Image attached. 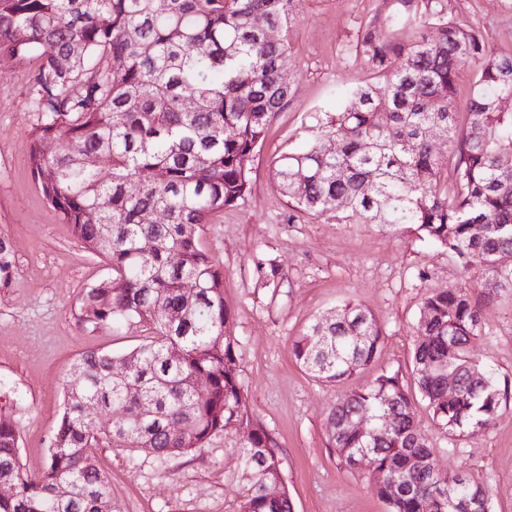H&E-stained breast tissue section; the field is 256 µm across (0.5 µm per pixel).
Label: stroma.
Here are the masks:
<instances>
[{"label": "stroma", "mask_w": 512, "mask_h": 512, "mask_svg": "<svg viewBox=\"0 0 512 512\" xmlns=\"http://www.w3.org/2000/svg\"><path fill=\"white\" fill-rule=\"evenodd\" d=\"M381 7L382 0H304L284 70L293 97L247 163L250 193L215 213L201 235L224 270L248 410L281 450L293 512H387L372 460L350 471L337 456L329 437L332 409L380 373L410 376L425 297L451 285L475 297L485 288L479 271L464 268L420 232L340 224L329 214L292 210L272 177L274 161L308 141L310 114L336 108L353 82L368 79L352 45L360 24ZM452 10L482 32L489 51L512 55V0H452ZM39 66L34 55L0 60V238L13 251L11 279L0 283V390L13 402L21 462L32 473L48 458L63 380L74 362L91 348L131 350L146 336L135 323L92 332L75 317L80 292L106 267L73 239L32 174L30 77ZM261 265L278 269L274 283L259 279ZM348 301L377 318L379 352L345 383L325 384L296 364L292 343L314 317ZM483 322L474 359L512 381V291L485 307ZM415 420L440 471L472 476L488 488L491 512H512V407L474 438L439 429L421 399ZM95 455L121 512H237L239 461L223 435L167 461L129 448H99Z\"/></svg>", "instance_id": "obj_1"}]
</instances>
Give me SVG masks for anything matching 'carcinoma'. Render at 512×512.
<instances>
[{
  "instance_id": "1",
  "label": "carcinoma",
  "mask_w": 512,
  "mask_h": 512,
  "mask_svg": "<svg viewBox=\"0 0 512 512\" xmlns=\"http://www.w3.org/2000/svg\"><path fill=\"white\" fill-rule=\"evenodd\" d=\"M302 2L167 0L160 11L156 0H0V55L41 60L32 79L31 171L74 238L110 266L79 294L77 318L93 331L125 322L151 330L121 356L82 354L64 380V410L37 474L23 468L10 401L0 395V484L9 489L0 512H114L102 499L109 480L94 449L135 448L166 459L220 433L238 449L237 512H293L280 448L248 411L236 339L226 331L224 271L200 237L214 212L251 190L245 160L291 97L283 71ZM383 5L354 45L383 87L355 82L343 106L312 115L308 144L281 156L273 179L297 212L414 228L488 275L482 302L456 286L425 298L413 353L414 381L436 424L450 435H475L512 404L508 381L472 354L483 302L512 287V164L504 163L512 156V112L496 107L512 94V57L490 53L477 29L455 21L450 0ZM423 28L435 35L420 34ZM270 29L277 40L266 38ZM108 59L122 60V69L112 70ZM471 64L461 122L457 84ZM188 98L196 102L191 112ZM438 138L448 141L446 157L434 150ZM47 140L58 142L55 153L44 152ZM88 156L108 159V177L85 163ZM154 212L166 222H148ZM145 241L152 243L146 257ZM11 265V246L0 239V280H9ZM188 280L195 291L184 288ZM381 335L374 314L349 303L315 319L292 353L315 378L343 382L373 362ZM128 358L135 369L114 376L112 362ZM434 363L458 376L454 398ZM88 399L120 415L98 425L82 414ZM414 410L397 372L352 389L332 412L341 460L354 465L371 456L389 512H490L483 485L436 468ZM387 412L391 427L378 439L351 428L361 415L380 427ZM173 423L180 434L169 431ZM274 482L282 494L270 498L262 487Z\"/></svg>"
}]
</instances>
